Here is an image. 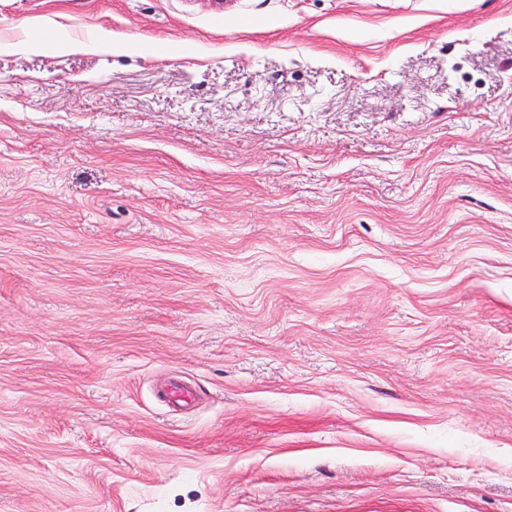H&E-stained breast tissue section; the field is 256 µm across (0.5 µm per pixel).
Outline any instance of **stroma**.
Instances as JSON below:
<instances>
[{
  "mask_svg": "<svg viewBox=\"0 0 512 512\" xmlns=\"http://www.w3.org/2000/svg\"><path fill=\"white\" fill-rule=\"evenodd\" d=\"M0 512H512V0H0Z\"/></svg>",
  "mask_w": 512,
  "mask_h": 512,
  "instance_id": "1",
  "label": "stroma"
}]
</instances>
